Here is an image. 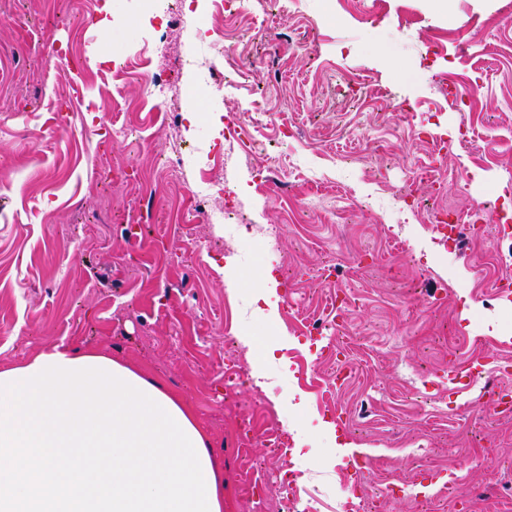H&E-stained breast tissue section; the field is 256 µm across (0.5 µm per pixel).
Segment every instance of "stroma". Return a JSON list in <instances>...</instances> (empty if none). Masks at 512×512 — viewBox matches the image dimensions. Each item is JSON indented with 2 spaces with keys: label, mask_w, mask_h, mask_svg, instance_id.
Listing matches in <instances>:
<instances>
[{
  "label": "stroma",
  "mask_w": 512,
  "mask_h": 512,
  "mask_svg": "<svg viewBox=\"0 0 512 512\" xmlns=\"http://www.w3.org/2000/svg\"><path fill=\"white\" fill-rule=\"evenodd\" d=\"M511 1L273 0L259 28L256 0H238L224 47L243 87L210 94L180 69L178 97L156 109L136 77L76 79L47 68L44 46L75 26L100 62L165 68L192 50L170 15L0 0V370L62 343L186 397L224 470V512H253L241 486L271 455L262 436H234L242 410L284 425L297 493L320 489L318 512H461L452 482L482 492L474 512H512V413L487 412L482 386L438 379L454 361L512 365V298L482 304L512 251L495 231L512 211ZM430 99L442 110L425 111ZM230 120L237 153L266 144L286 185L257 189L245 166L234 183L252 223L277 228L278 253L254 236L206 243L184 185L194 158L177 174L157 165L155 129L206 144ZM371 132L383 153L367 152ZM438 135L453 182L440 197L409 183ZM304 197L325 204L303 210ZM476 207L484 232L462 252L442 242L436 211L460 223ZM260 282L275 306L256 302ZM330 289L347 302L327 350L305 330L333 317ZM245 336L254 347L237 360L265 409L224 396L225 340ZM352 451L377 465L348 473Z\"/></svg>",
  "instance_id": "35a3bbf8"
}]
</instances>
